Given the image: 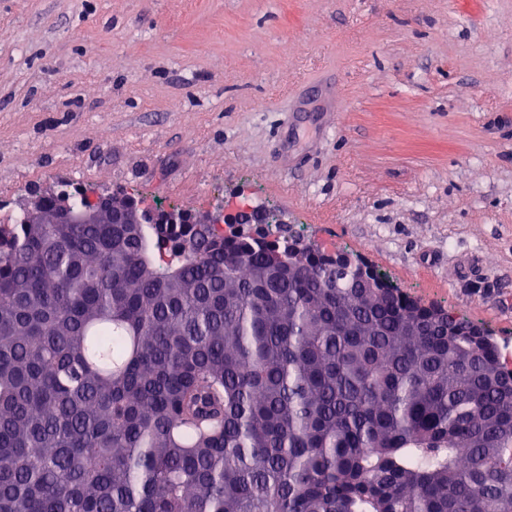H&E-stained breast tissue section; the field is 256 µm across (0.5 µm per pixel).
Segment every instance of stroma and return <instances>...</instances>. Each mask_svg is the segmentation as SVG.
I'll list each match as a JSON object with an SVG mask.
<instances>
[{"label":"stroma","instance_id":"35a3bbf8","mask_svg":"<svg viewBox=\"0 0 512 512\" xmlns=\"http://www.w3.org/2000/svg\"><path fill=\"white\" fill-rule=\"evenodd\" d=\"M259 206L512 363V0H0V222Z\"/></svg>","mask_w":512,"mask_h":512}]
</instances>
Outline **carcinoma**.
I'll use <instances>...</instances> for the list:
<instances>
[{"instance_id":"carcinoma-1","label":"carcinoma","mask_w":512,"mask_h":512,"mask_svg":"<svg viewBox=\"0 0 512 512\" xmlns=\"http://www.w3.org/2000/svg\"><path fill=\"white\" fill-rule=\"evenodd\" d=\"M0 224V512H512V368L358 263L168 213Z\"/></svg>"}]
</instances>
